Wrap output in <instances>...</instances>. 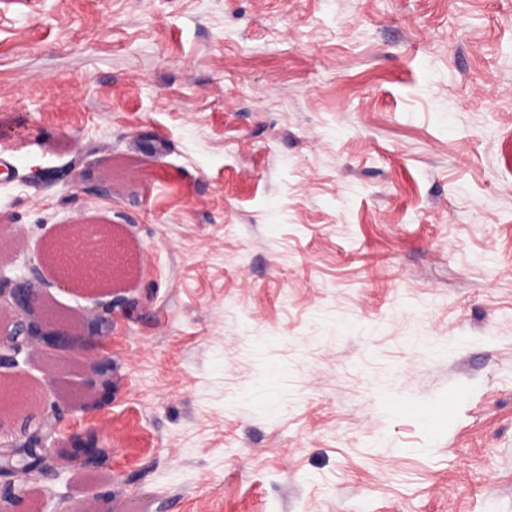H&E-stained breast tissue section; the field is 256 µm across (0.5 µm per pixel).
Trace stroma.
<instances>
[{
	"mask_svg": "<svg viewBox=\"0 0 512 512\" xmlns=\"http://www.w3.org/2000/svg\"><path fill=\"white\" fill-rule=\"evenodd\" d=\"M0 218L141 252L45 512H512V0H0Z\"/></svg>",
	"mask_w": 512,
	"mask_h": 512,
	"instance_id": "1",
	"label": "stroma"
}]
</instances>
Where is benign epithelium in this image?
I'll return each mask as SVG.
<instances>
[{"mask_svg":"<svg viewBox=\"0 0 512 512\" xmlns=\"http://www.w3.org/2000/svg\"><path fill=\"white\" fill-rule=\"evenodd\" d=\"M87 232L82 225L74 230V237L56 241L51 250L25 260L26 272L15 277L0 273V314L8 315L6 324L0 323V373L13 376L11 385L0 387V425L21 416L33 408L49 411L42 418L40 428L44 440L38 448L45 468L39 472L22 467L12 468L10 481L13 489L26 493V487L40 476L59 468L93 469V451L85 448L77 453L71 445L48 448L45 439L56 431V415L60 411L90 412L100 407L107 395L98 384L112 382V368L103 366L106 357L99 353L100 329L112 321L117 309L125 303L119 298L107 299L101 284L124 273L117 254L108 243L86 251V258L76 263L68 256L75 244ZM56 269L57 289L73 292L78 283L84 284L82 295L90 301L80 314L73 315L60 307L52 295L38 285L41 269L46 262ZM80 354L82 381L80 393L62 395L50 369H45V384L40 390L27 387L23 365L34 358L50 361L61 355Z\"/></svg>","mask_w":512,"mask_h":512,"instance_id":"benign-epithelium-1","label":"benign epithelium"}]
</instances>
